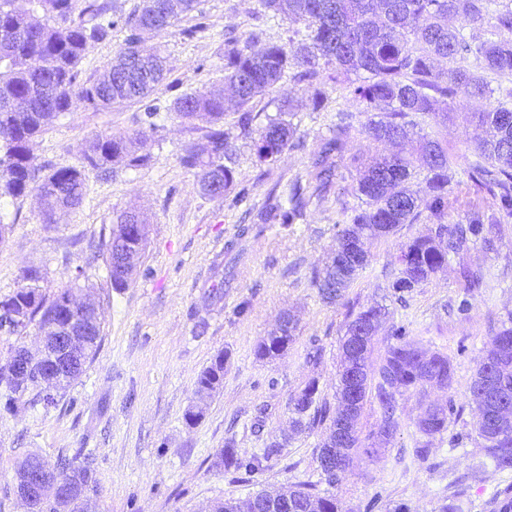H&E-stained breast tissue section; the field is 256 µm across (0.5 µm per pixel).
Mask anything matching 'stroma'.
Wrapping results in <instances>:
<instances>
[{"mask_svg": "<svg viewBox=\"0 0 512 512\" xmlns=\"http://www.w3.org/2000/svg\"><path fill=\"white\" fill-rule=\"evenodd\" d=\"M262 30L255 49L301 40L303 22L266 15L259 0H199L192 12L151 38L167 59L166 101L184 93L224 91V130L235 149L236 178L246 186L243 201L204 195L194 173L179 157L205 128L167 114L149 133L143 147L149 157L136 169L114 174L88 173L86 198L57 223H42L34 195L0 201V220L8 225L0 241V299L17 287L23 268L46 274L49 292L69 285L77 270L89 277L100 303L103 339L82 375L59 392L55 408L27 406L0 412V512H24L15 488V468L28 454L48 462L81 454L90 457L100 490L88 512H210L216 501L244 499L264 490L308 482L318 491L328 486L316 462L324 429L295 433L287 404L309 380H317L322 397L336 399L341 340L349 306L382 305L385 323L373 340V360H380L391 330L404 327L409 339L428 352L447 355L454 381L446 390L430 386L398 399L400 427L386 443L375 435L378 406L367 403L359 420L365 451L357 452L334 489L346 512H439L446 502L460 512H494L492 501L512 493V468L496 469L486 458L476 433L477 411L467 387L488 342L512 313V218L500 220L491 198L470 182L464 158L482 111L479 97L456 98L442 137L458 160L448 188V214L466 221L474 214L495 224L492 249L472 246L460 253L406 301L392 295L390 281L399 268L403 243L429 234L427 220L403 225L394 235L371 240L369 261L339 303L321 300L310 282L336 244L353 195L366 140L360 126L366 117L342 84L320 87L287 77L254 102L255 126L290 103L289 116L298 141L275 165L256 157L250 137L237 125L238 107L224 82V42L246 41ZM322 92L323 106L312 97ZM140 106L126 103L104 110L73 98L35 138L39 163L77 166L95 134L123 133L138 127ZM353 127L336 161L330 189L322 191L312 176L313 153L342 118ZM301 183L307 201L296 224H260L257 213L270 193H287ZM136 209L149 222L148 243L127 288H113L105 257L96 245L109 236L121 212ZM481 270V288L466 291L460 267ZM224 296L211 298L212 288ZM467 314H457L461 300ZM297 319L296 337L287 353L273 361L254 350L283 313ZM319 351L318 362L309 354ZM228 352L219 392L199 400L200 371ZM454 402L447 431L424 437L415 421L424 404ZM202 405L203 418L187 425L184 414ZM287 440L283 456L248 476L214 464L215 454L233 441L239 454H261L268 443Z\"/></svg>", "mask_w": 512, "mask_h": 512, "instance_id": "1", "label": "stroma"}]
</instances>
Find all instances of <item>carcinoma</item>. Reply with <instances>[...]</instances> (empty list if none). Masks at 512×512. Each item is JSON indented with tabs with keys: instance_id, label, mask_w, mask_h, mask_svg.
Returning <instances> with one entry per match:
<instances>
[{
	"instance_id": "obj_1",
	"label": "carcinoma",
	"mask_w": 512,
	"mask_h": 512,
	"mask_svg": "<svg viewBox=\"0 0 512 512\" xmlns=\"http://www.w3.org/2000/svg\"><path fill=\"white\" fill-rule=\"evenodd\" d=\"M275 14L306 23L308 33L299 43L272 44L259 53L227 40L224 80L238 98V127L250 133L255 119L254 100L273 88L290 69L309 83L322 74L344 77L343 85L367 114L362 126L374 147L409 140L411 151L402 154H368L359 170L354 193L360 206L350 223L339 230L335 249L321 270H314L312 285L321 297L335 302L343 297L359 270L368 264L363 239H378L396 233L421 216L435 224L434 234L410 239L400 250V270L391 283L396 299L428 282L448 262L468 247H493L495 225L480 216L466 223H448L449 171L453 155L439 132L447 113L444 107L459 95L487 100L478 113L472 149L477 160L467 168L469 179L496 203L499 214L512 216V0H260ZM196 0H142L127 16L112 14L108 0H0V199H16L36 190L43 203L41 219L55 223L59 210L80 206L85 196L86 171L108 175L114 166L137 168L145 157L137 154L147 133L157 129L164 111L180 118L201 120L210 129L198 142L183 149L180 164L197 177L203 194L221 199L236 182L235 171L224 164L233 154L230 135L224 131V96L219 90L207 94L185 93L165 105L157 96L166 79L164 57L144 45V35L159 33L193 11ZM492 20L491 38L474 44L464 27L449 24L455 18L468 23ZM122 27L128 31L106 76L92 83L83 81L80 63L95 43ZM448 61V69L434 66ZM81 97L95 110L128 102L141 104L139 128L125 134H97L87 144L80 167H47L37 162L30 143L61 114L70 110L73 96ZM348 127L321 141L314 167L321 186L330 185L332 158L344 149ZM296 128L282 117L268 118L253 141L259 161L272 165L293 145ZM302 188L296 184L285 201H276L259 213L264 224H293L303 217ZM142 225L135 237L137 254L147 241L143 217L132 221L127 213L116 217L110 239L100 244L112 254V238L129 234L127 225ZM85 272L53 297L46 296V278L40 269L21 271L15 291L5 297L18 324L9 334L21 336L30 326L50 332L71 317L69 296L80 287ZM386 318V308L370 306L349 314L342 343V363L336 382L340 406L317 398L316 381H310L299 398L288 403L296 428L323 427L328 436L318 449L316 462L330 486L341 482L360 447L358 421L366 403L375 400L380 410L377 438L384 442L397 433V397L426 384L448 388L453 370L447 357L429 354L405 337L403 329L392 330L396 343L388 345L379 364L371 361L372 339L360 335V326L376 330ZM290 333L271 331L256 346L260 360H275L294 341L295 320L288 317ZM102 342V326H92L79 366L71 372V384L92 361ZM228 354H218L201 370L196 381L199 399L211 397L224 383ZM361 369L357 404L347 402L348 373ZM12 361L0 367L4 408H19L29 390L11 374ZM468 390L476 403L480 422L477 435L485 454L498 469L512 468V416L501 420L512 405V326H502L490 339ZM448 406L428 404L421 408L417 429L434 436L448 429ZM285 444L270 442L260 456L242 458L232 442L217 453L218 465L251 475L264 464L280 458ZM49 473L68 487L63 499L32 500V512H81L83 500L97 493L98 479L89 462L74 457L48 465ZM215 512H343L336 495L321 496L314 487L298 482L285 489L261 490L246 500H220Z\"/></svg>"
}]
</instances>
